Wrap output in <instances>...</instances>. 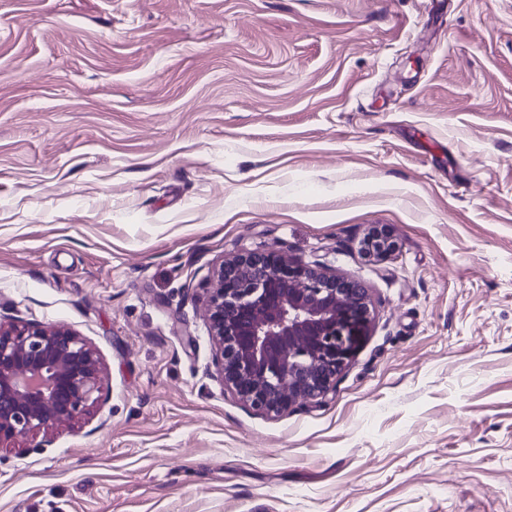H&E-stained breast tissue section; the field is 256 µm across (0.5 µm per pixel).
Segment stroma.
<instances>
[{"label":"stroma","mask_w":512,"mask_h":512,"mask_svg":"<svg viewBox=\"0 0 512 512\" xmlns=\"http://www.w3.org/2000/svg\"><path fill=\"white\" fill-rule=\"evenodd\" d=\"M432 2L0 0V320L102 366L0 512H512V0ZM255 249L374 311L278 415L204 312Z\"/></svg>","instance_id":"35a3bbf8"}]
</instances>
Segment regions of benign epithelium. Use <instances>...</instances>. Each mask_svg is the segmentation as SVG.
Masks as SVG:
<instances>
[{
	"label": "benign epithelium",
	"mask_w": 512,
	"mask_h": 512,
	"mask_svg": "<svg viewBox=\"0 0 512 512\" xmlns=\"http://www.w3.org/2000/svg\"><path fill=\"white\" fill-rule=\"evenodd\" d=\"M206 318L223 384L279 414L332 390L369 336L367 289L277 251L238 253L209 284ZM101 364L64 326L0 323V444L72 428L97 401Z\"/></svg>",
	"instance_id": "obj_1"
}]
</instances>
